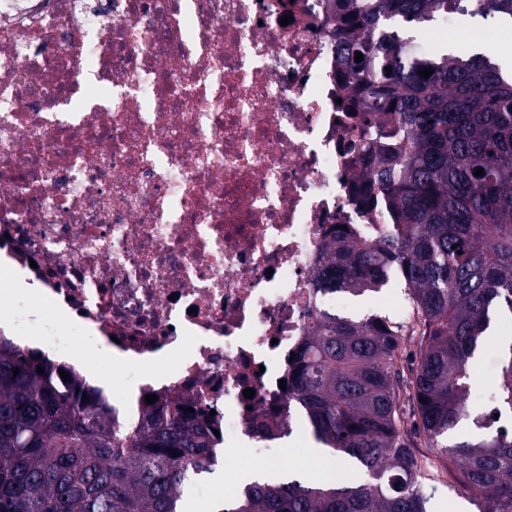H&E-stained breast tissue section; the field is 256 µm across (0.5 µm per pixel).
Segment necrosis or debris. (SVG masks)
Here are the masks:
<instances>
[{
	"mask_svg": "<svg viewBox=\"0 0 512 512\" xmlns=\"http://www.w3.org/2000/svg\"><path fill=\"white\" fill-rule=\"evenodd\" d=\"M342 25L334 0H0V253L70 313L36 348L130 420L210 412L230 466L299 461L250 420L288 421L291 355L348 303L316 282L336 235L386 228ZM72 342L120 353L111 386Z\"/></svg>",
	"mask_w": 512,
	"mask_h": 512,
	"instance_id": "obj_1",
	"label": "necrosis or debris"
}]
</instances>
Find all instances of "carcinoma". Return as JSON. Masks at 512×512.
<instances>
[{
	"label": "carcinoma",
	"mask_w": 512,
	"mask_h": 512,
	"mask_svg": "<svg viewBox=\"0 0 512 512\" xmlns=\"http://www.w3.org/2000/svg\"><path fill=\"white\" fill-rule=\"evenodd\" d=\"M336 11L342 66L363 107L387 115L370 146L366 194L387 231L360 246L339 235L320 280L358 298L396 277L410 317L325 311L289 374L314 441L351 459L364 481L257 478L215 510L427 512L428 471L482 497L480 512H512V429L492 428L494 415L512 413V343L492 408L474 419L481 432L453 440L469 418L471 361L491 323L512 316V67L415 43L419 28L450 13L512 30V0H336ZM407 340L419 356L408 377ZM185 408L155 405L138 426L121 424L81 381H63L53 364L0 337V512H181L185 489L217 465L212 425ZM252 428L268 440L290 433ZM420 446L438 449L439 461L418 455Z\"/></svg>",
	"instance_id": "1"
}]
</instances>
